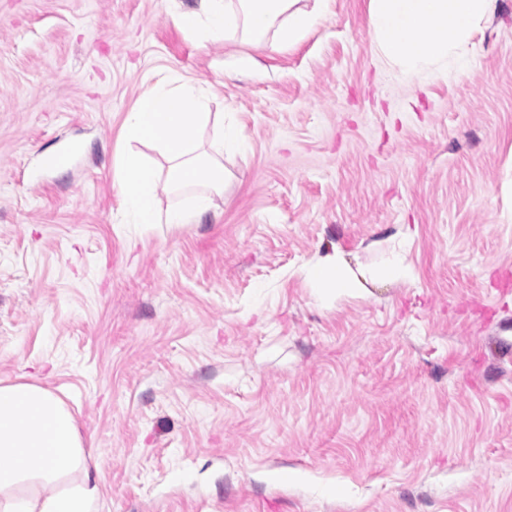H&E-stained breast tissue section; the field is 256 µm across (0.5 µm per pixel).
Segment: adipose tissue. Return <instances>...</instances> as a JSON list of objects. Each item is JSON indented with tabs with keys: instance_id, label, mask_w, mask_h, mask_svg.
I'll return each mask as SVG.
<instances>
[{
	"instance_id": "ef3b65f1",
	"label": "adipose tissue",
	"mask_w": 512,
	"mask_h": 512,
	"mask_svg": "<svg viewBox=\"0 0 512 512\" xmlns=\"http://www.w3.org/2000/svg\"><path fill=\"white\" fill-rule=\"evenodd\" d=\"M331 0H200L174 15L201 40H238L287 49L325 20ZM497 0H371L372 38L385 62L407 80L463 74L481 21ZM325 295H360L366 279L405 281L401 259L370 272L328 253L304 268ZM92 473L74 416L34 384L0 386V512H98Z\"/></svg>"
}]
</instances>
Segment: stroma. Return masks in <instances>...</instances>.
I'll return each instance as SVG.
<instances>
[{
  "label": "stroma",
  "instance_id": "stroma-1",
  "mask_svg": "<svg viewBox=\"0 0 512 512\" xmlns=\"http://www.w3.org/2000/svg\"><path fill=\"white\" fill-rule=\"evenodd\" d=\"M369 5L273 50L175 26L199 0H0V385L72 412L99 512H512V0L423 83ZM167 73L245 146L198 223L137 228L122 127ZM397 249L356 298L300 274Z\"/></svg>",
  "mask_w": 512,
  "mask_h": 512
}]
</instances>
